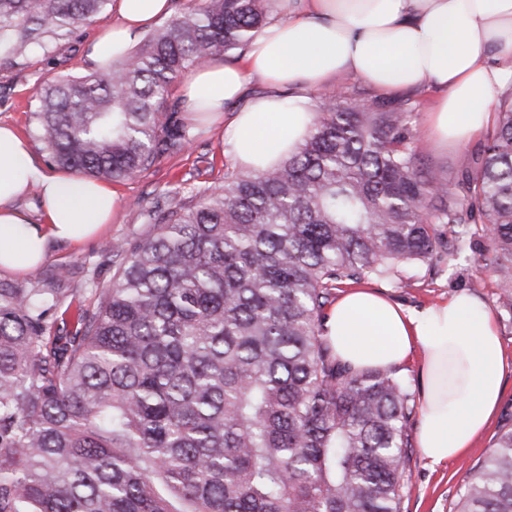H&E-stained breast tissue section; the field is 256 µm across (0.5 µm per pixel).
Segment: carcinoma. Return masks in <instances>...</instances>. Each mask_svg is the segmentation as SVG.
Instances as JSON below:
<instances>
[{
    "instance_id": "carcinoma-1",
    "label": "carcinoma",
    "mask_w": 512,
    "mask_h": 512,
    "mask_svg": "<svg viewBox=\"0 0 512 512\" xmlns=\"http://www.w3.org/2000/svg\"><path fill=\"white\" fill-rule=\"evenodd\" d=\"M273 0H202L109 72L41 86L52 164L120 181L191 146L169 105L185 71L249 45ZM108 0H0V54L23 58ZM410 112L324 97L298 151L147 210L108 241L112 282L61 266L0 278V512H401L416 404L395 370L355 371L324 334L346 283L431 259L445 230L491 225L512 311V98L465 194L416 165ZM77 305L73 329L51 317ZM456 512H512V427Z\"/></svg>"
}]
</instances>
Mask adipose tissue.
<instances>
[{
	"label": "adipose tissue",
	"instance_id": "adipose-tissue-1",
	"mask_svg": "<svg viewBox=\"0 0 512 512\" xmlns=\"http://www.w3.org/2000/svg\"><path fill=\"white\" fill-rule=\"evenodd\" d=\"M118 16L93 42L88 58L112 68L128 55L133 31L171 15L172 0H115ZM384 95L434 87L426 135L464 142L495 122L493 104L512 89V0H305L272 22L241 63L196 67L181 87L189 112L211 121L243 97L250 78L268 95L253 99L231 123L237 160L267 168L296 151L314 114L282 97L347 77ZM40 188L43 221L16 208L30 185ZM111 185L68 171L44 172L27 140L0 125V268L18 273L44 262L51 244L78 245L111 223ZM337 359L354 370L380 369L419 357L420 416L415 441L438 466L472 448L490 426L503 395L504 351L492 311L459 293L411 311L359 289L343 294L324 321Z\"/></svg>",
	"mask_w": 512,
	"mask_h": 512
}]
</instances>
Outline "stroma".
I'll return each mask as SVG.
<instances>
[{
    "label": "stroma",
    "instance_id": "35a3bbf8",
    "mask_svg": "<svg viewBox=\"0 0 512 512\" xmlns=\"http://www.w3.org/2000/svg\"><path fill=\"white\" fill-rule=\"evenodd\" d=\"M113 20L112 9H104L85 21L74 34L48 35V51H32L17 62L0 58V123L18 126L45 171H52L53 166L41 149L38 130L31 116L36 90L60 76L90 72L87 60L90 46ZM434 96L431 90L408 92L398 97L397 102L411 109L418 168L436 172L446 180L451 192L459 194L463 191V175L474 166L483 141L478 138L442 145L427 139L424 135L425 115ZM239 108L236 102L226 105L224 120L219 124L196 122V141L191 149L162 157L149 170L115 182L114 188L119 194L118 211L103 237L78 249L51 245L50 256L38 265V272L45 274L61 265L97 264L101 267L100 281L109 282L113 269L102 263L99 250L103 241L145 235L148 228L139 218L141 210L156 203L171 207L177 203L178 193L222 186L239 170L228 126ZM369 285L383 291L394 303L415 310L466 292L478 296L498 317L506 367L497 418L474 448L457 460L432 467L416 453L406 472L411 492L403 499L401 512H455L465 471L482 464L500 429L512 421V312L499 304L503 288L494 272L490 241L481 225H469L465 234H449L447 253L434 255L425 263L401 268L394 278L370 280Z\"/></svg>",
    "mask_w": 512,
    "mask_h": 512
}]
</instances>
